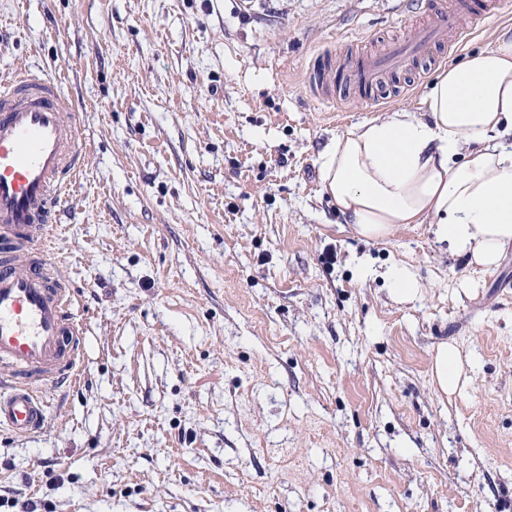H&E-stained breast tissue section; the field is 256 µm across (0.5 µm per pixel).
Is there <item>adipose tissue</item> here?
I'll use <instances>...</instances> for the list:
<instances>
[{
  "label": "adipose tissue",
  "mask_w": 512,
  "mask_h": 512,
  "mask_svg": "<svg viewBox=\"0 0 512 512\" xmlns=\"http://www.w3.org/2000/svg\"><path fill=\"white\" fill-rule=\"evenodd\" d=\"M319 163L323 192L363 238L430 224L469 265L498 267L512 245V26L440 73L422 110L353 127ZM461 376L457 347L439 344L431 364L436 390L454 393Z\"/></svg>",
  "instance_id": "adipose-tissue-1"
}]
</instances>
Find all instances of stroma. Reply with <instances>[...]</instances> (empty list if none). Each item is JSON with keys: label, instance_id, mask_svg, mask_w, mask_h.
I'll return each mask as SVG.
<instances>
[{"label": "stroma", "instance_id": "stroma-1", "mask_svg": "<svg viewBox=\"0 0 512 512\" xmlns=\"http://www.w3.org/2000/svg\"><path fill=\"white\" fill-rule=\"evenodd\" d=\"M502 7L337 115L308 73L405 37L398 0H0V85L58 80L87 145L47 243L84 363L37 432L0 427V512H512V247L485 271L428 224L364 239L319 165L420 108ZM443 342L467 376L449 398ZM392 281V294L400 302L409 301L418 292V283L410 270L404 266L390 269L387 272ZM462 368L457 347L448 342L439 344L431 364V378L436 390L445 395L454 393L462 376Z\"/></svg>", "mask_w": 512, "mask_h": 512}]
</instances>
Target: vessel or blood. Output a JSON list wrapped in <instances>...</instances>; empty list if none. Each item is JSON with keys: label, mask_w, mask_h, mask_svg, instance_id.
I'll list each match as a JSON object with an SVG mask.
<instances>
[{"label": "vessel or blood", "mask_w": 512, "mask_h": 512, "mask_svg": "<svg viewBox=\"0 0 512 512\" xmlns=\"http://www.w3.org/2000/svg\"><path fill=\"white\" fill-rule=\"evenodd\" d=\"M413 23L405 39L380 53L338 64L322 58L310 75L326 102L350 92L388 100L403 92L396 79L407 65L427 67L434 51L462 46L467 27L497 16L500 0H402ZM73 102L49 77L19 73L0 88V427L18 435L42 425L46 385L73 382L82 328L71 314L73 293L57 278L44 248L67 178L85 154Z\"/></svg>", "instance_id": "b4317fda"}]
</instances>
